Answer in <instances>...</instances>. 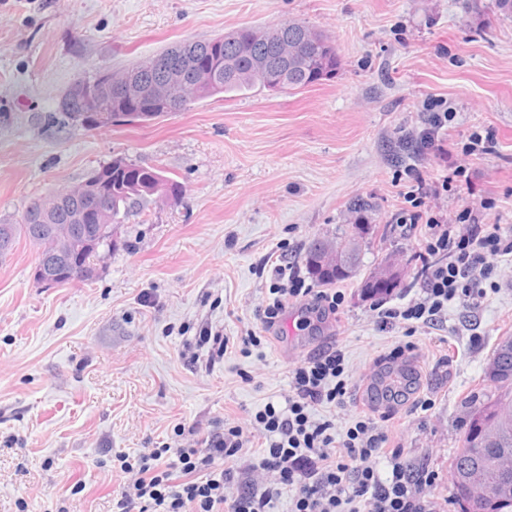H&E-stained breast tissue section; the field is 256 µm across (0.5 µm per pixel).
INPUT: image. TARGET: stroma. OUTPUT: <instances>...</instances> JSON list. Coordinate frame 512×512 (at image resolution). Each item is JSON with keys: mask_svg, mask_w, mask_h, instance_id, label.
I'll return each mask as SVG.
<instances>
[{"mask_svg": "<svg viewBox=\"0 0 512 512\" xmlns=\"http://www.w3.org/2000/svg\"><path fill=\"white\" fill-rule=\"evenodd\" d=\"M286 21L332 41L334 75L97 131L60 113L93 68ZM431 98L447 103L441 144L469 180L428 206L450 224L469 209L512 226V17L496 0H0V224L118 156L185 187L125 218L93 280L37 284L26 239L0 258V512H112L130 481L118 456L185 445L224 423L243 429L238 466L257 461L255 414L283 403L292 368L331 345L354 403L316 407L313 418L332 420L341 439L359 416H388L390 445L436 474L439 512H460L451 460L468 407L495 391L485 367L512 336V266L478 309L453 302L433 324H382L363 289L384 263L397 275L390 305L416 282L421 233L396 222L410 207L407 171L435 182L445 170L401 144L425 126ZM486 128L494 151L465 154ZM358 198L373 210L357 214ZM360 220L375 231L355 275L332 285L344 296L337 312L291 301L264 330V260L285 245L303 261L313 241L336 242ZM203 325L229 340L210 367L186 352ZM251 333L263 342L244 348ZM397 365L419 371V389L401 403L370 401L377 374Z\"/></svg>", "mask_w": 512, "mask_h": 512, "instance_id": "obj_1", "label": "stroma"}]
</instances>
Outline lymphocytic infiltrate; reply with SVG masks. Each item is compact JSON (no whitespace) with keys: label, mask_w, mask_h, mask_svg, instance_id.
<instances>
[{"label":"lymphocytic infiltrate","mask_w":512,"mask_h":512,"mask_svg":"<svg viewBox=\"0 0 512 512\" xmlns=\"http://www.w3.org/2000/svg\"><path fill=\"white\" fill-rule=\"evenodd\" d=\"M467 226L453 232L428 211L399 219L406 230L425 224L429 234L417 258L422 295L406 305L379 310L382 323L396 319L431 321L459 300L478 308L498 261L512 258V232L499 224H482L464 213ZM271 299L258 316L273 327L288 300L311 298L314 305L335 309L341 296L314 290L298 262L275 265ZM344 356L327 348L300 361L291 375V393L284 404L267 403L255 420L267 446L258 462L266 475L260 487H235L229 463L238 459L243 430L227 426L209 432L196 446L163 447L147 455L119 456L121 471L135 474L133 489L121 493L115 512H273L281 487L296 491L292 512H436L427 488L436 475L428 466L406 460L401 449H388V431L373 418L360 417L337 442L331 421H316L311 411L322 404L345 406L350 396L343 380ZM346 456H338L337 446ZM391 471L381 477V456Z\"/></svg>","instance_id":"obj_1"}]
</instances>
